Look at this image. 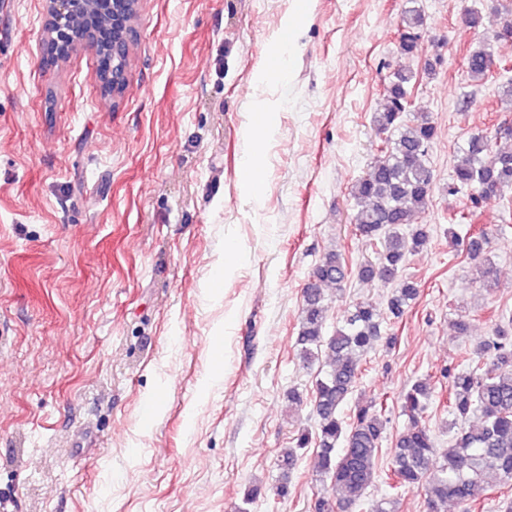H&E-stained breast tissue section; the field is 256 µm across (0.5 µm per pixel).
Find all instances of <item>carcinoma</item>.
Segmentation results:
<instances>
[{"label":"carcinoma","instance_id":"obj_1","mask_svg":"<svg viewBox=\"0 0 512 512\" xmlns=\"http://www.w3.org/2000/svg\"><path fill=\"white\" fill-rule=\"evenodd\" d=\"M423 26L419 10L409 9L401 18L399 48L416 49ZM494 64L484 48L465 59L468 77L478 80ZM412 75L398 72L385 88L386 104L376 113L374 124L384 135L379 151L384 159L352 186L357 211L354 224L365 240L380 241L376 261L360 266L365 282H397L382 308L369 299L352 303L332 334L326 332L328 307L323 287H342L347 275L342 255L331 248L323 253L302 289L296 347L300 361L313 365L321 356L330 359V369L315 382L313 407L315 435L299 434L296 443L278 455L277 495L288 496L291 477L302 459V450L315 444L319 481L323 493L317 512H396L399 494L422 489L428 512H447L448 503L463 506L485 499L488 478L512 482V313L497 314L493 337L473 348L475 362L455 371L443 369L449 380L448 414L453 430L450 446L437 447L435 437L423 423L434 397L429 378H420L400 394L407 423L395 440L387 471L377 468L378 453L389 423L386 400L374 397L357 403L352 414L343 406L356 387L360 356L383 340L390 347L393 336H382L384 317L400 320L420 295L412 281L400 279L409 257L423 251L429 235L423 224L411 225L412 217L426 210L434 173L428 151L436 127L427 116L403 119L406 84ZM461 159L453 167L448 194H467V215L472 217L491 196L512 190V150L495 149L483 133H474L460 149ZM491 233L479 228L468 234L465 250L479 279L488 288L495 284L496 269L490 248ZM384 478L392 494L368 501L369 489Z\"/></svg>","mask_w":512,"mask_h":512}]
</instances>
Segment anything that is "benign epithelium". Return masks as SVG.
I'll return each instance as SVG.
<instances>
[{"mask_svg":"<svg viewBox=\"0 0 512 512\" xmlns=\"http://www.w3.org/2000/svg\"><path fill=\"white\" fill-rule=\"evenodd\" d=\"M112 5L111 26L114 32L112 44L105 50L112 53V71L96 82L106 87L108 95H119L126 84L125 59L130 44L136 37L130 16L136 13L138 0H46L47 37L45 52L49 63L54 64L63 55L72 52L80 45H97L98 32L94 24L96 14L102 12L106 5ZM81 14L88 23L76 28L72 25L73 18Z\"/></svg>","mask_w":512,"mask_h":512,"instance_id":"1","label":"benign epithelium"}]
</instances>
